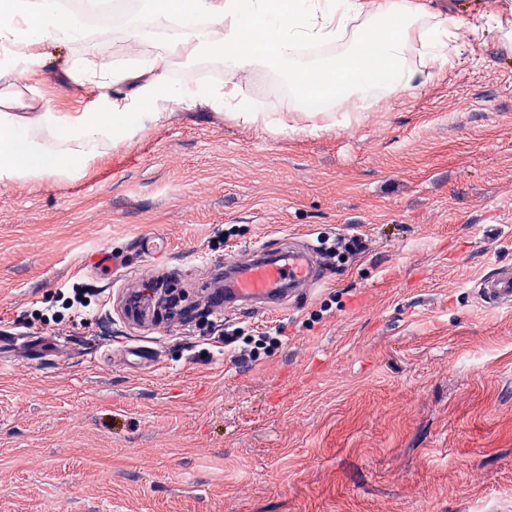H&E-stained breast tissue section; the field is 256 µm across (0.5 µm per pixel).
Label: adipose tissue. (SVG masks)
I'll use <instances>...</instances> for the list:
<instances>
[{
	"instance_id": "1",
	"label": "adipose tissue",
	"mask_w": 512,
	"mask_h": 512,
	"mask_svg": "<svg viewBox=\"0 0 512 512\" xmlns=\"http://www.w3.org/2000/svg\"><path fill=\"white\" fill-rule=\"evenodd\" d=\"M145 19L130 28L138 43L149 26L176 21L179 33L158 53L134 68L74 60L65 70L76 84L99 89L83 108L42 102L16 112L0 101V182L52 175L74 179L115 142L143 128V110L160 120L155 107L172 103L192 108L208 102L250 123L263 113L239 93L252 67L283 69L288 85L307 116L330 108L358 109V98L374 92L377 101L414 90L425 68L447 65L449 47L460 32L478 39L480 24L435 12L429 0H146ZM109 26L88 29L82 13L64 11L59 0H0V82L39 84L51 42L89 37L105 41ZM309 42L342 45L327 62L301 65L297 57ZM206 52L224 58L229 77L212 90L176 86L167 78L171 60ZM418 55L420 64L410 61Z\"/></svg>"
}]
</instances>
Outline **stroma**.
<instances>
[{
    "mask_svg": "<svg viewBox=\"0 0 512 512\" xmlns=\"http://www.w3.org/2000/svg\"><path fill=\"white\" fill-rule=\"evenodd\" d=\"M132 48L50 44L51 99L92 102L70 62ZM216 62L167 78L219 87ZM264 111L174 106L81 178L0 183V512H512V308L476 288L512 267V47L460 35L410 94L311 133L292 100ZM286 237L321 248L308 301L212 300L226 258ZM169 285L197 316L128 318ZM228 325L284 335L244 360Z\"/></svg>",
    "mask_w": 512,
    "mask_h": 512,
    "instance_id": "obj_1",
    "label": "stroma"
}]
</instances>
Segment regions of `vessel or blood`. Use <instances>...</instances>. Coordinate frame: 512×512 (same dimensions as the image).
I'll use <instances>...</instances> for the list:
<instances>
[{
    "label": "vessel or blood",
    "instance_id": "vessel-or-blood-1",
    "mask_svg": "<svg viewBox=\"0 0 512 512\" xmlns=\"http://www.w3.org/2000/svg\"><path fill=\"white\" fill-rule=\"evenodd\" d=\"M225 304L276 309L284 296L301 300L311 296L321 281V272L313 251L283 248L247 250L225 261ZM483 302L490 307L512 306V269L500 268L479 285Z\"/></svg>",
    "mask_w": 512,
    "mask_h": 512
}]
</instances>
